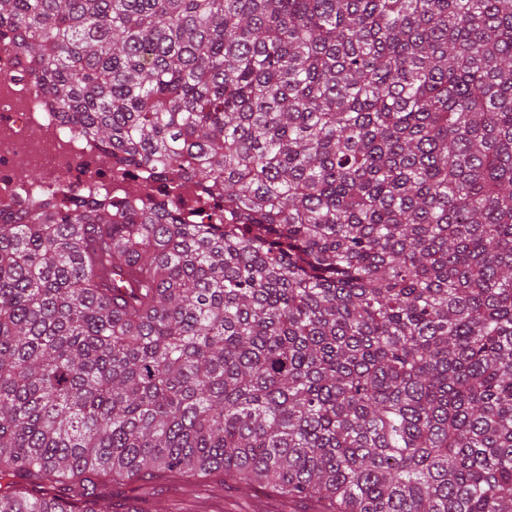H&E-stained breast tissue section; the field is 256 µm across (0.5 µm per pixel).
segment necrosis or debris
<instances>
[{"label": "necrosis or debris", "instance_id": "4bbe7bcc", "mask_svg": "<svg viewBox=\"0 0 512 512\" xmlns=\"http://www.w3.org/2000/svg\"><path fill=\"white\" fill-rule=\"evenodd\" d=\"M37 180H20V171ZM158 184L101 160L100 147L64 122L39 90L15 42L0 41V212L23 215L33 204L61 209L91 198L138 204Z\"/></svg>", "mask_w": 512, "mask_h": 512}]
</instances>
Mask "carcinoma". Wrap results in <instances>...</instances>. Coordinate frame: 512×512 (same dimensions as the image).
I'll list each match as a JSON object with an SVG mask.
<instances>
[{
	"label": "carcinoma",
	"mask_w": 512,
	"mask_h": 512,
	"mask_svg": "<svg viewBox=\"0 0 512 512\" xmlns=\"http://www.w3.org/2000/svg\"><path fill=\"white\" fill-rule=\"evenodd\" d=\"M14 32L167 189L0 215V512L214 471L512 512V0H0Z\"/></svg>",
	"instance_id": "1"
}]
</instances>
